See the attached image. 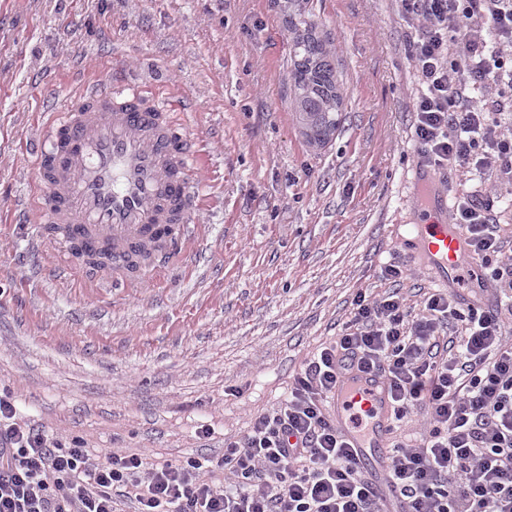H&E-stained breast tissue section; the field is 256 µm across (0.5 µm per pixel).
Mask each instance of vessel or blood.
I'll use <instances>...</instances> for the list:
<instances>
[{"label": "vessel or blood", "instance_id": "obj_1", "mask_svg": "<svg viewBox=\"0 0 512 512\" xmlns=\"http://www.w3.org/2000/svg\"><path fill=\"white\" fill-rule=\"evenodd\" d=\"M123 68L117 58L110 73L84 77L50 112L49 143L36 150V217L63 249L60 271L80 263L86 278L127 287L187 253L198 144L171 104L124 79ZM450 201L440 169L417 158L406 203L422 218L405 240L442 289L460 286L469 250ZM329 406L360 466L384 471L396 424L387 380L349 373Z\"/></svg>", "mask_w": 512, "mask_h": 512}]
</instances>
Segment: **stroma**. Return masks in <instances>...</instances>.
Masks as SVG:
<instances>
[{
  "mask_svg": "<svg viewBox=\"0 0 512 512\" xmlns=\"http://www.w3.org/2000/svg\"><path fill=\"white\" fill-rule=\"evenodd\" d=\"M288 0H0V384L48 435L154 461H210L349 326L358 297L430 277L401 243L417 156L414 30L398 0H304L343 93L330 143L295 125ZM125 72L200 141L187 261L138 288L57 269L32 145L82 70ZM404 267L399 284L383 265ZM209 426L211 435L199 434Z\"/></svg>",
  "mask_w": 512,
  "mask_h": 512,
  "instance_id": "1",
  "label": "stroma"
}]
</instances>
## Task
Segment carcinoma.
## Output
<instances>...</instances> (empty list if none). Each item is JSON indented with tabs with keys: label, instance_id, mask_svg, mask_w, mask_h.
<instances>
[{
	"label": "carcinoma",
	"instance_id": "1",
	"mask_svg": "<svg viewBox=\"0 0 512 512\" xmlns=\"http://www.w3.org/2000/svg\"><path fill=\"white\" fill-rule=\"evenodd\" d=\"M291 37V80L296 123L304 137L328 141L339 125L342 97L332 63L314 33L315 24L299 8L289 19Z\"/></svg>",
	"mask_w": 512,
	"mask_h": 512
}]
</instances>
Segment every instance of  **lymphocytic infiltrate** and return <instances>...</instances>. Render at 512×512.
<instances>
[{"instance_id":"obj_1","label":"lymphocytic infiltrate","mask_w":512,"mask_h":512,"mask_svg":"<svg viewBox=\"0 0 512 512\" xmlns=\"http://www.w3.org/2000/svg\"><path fill=\"white\" fill-rule=\"evenodd\" d=\"M414 29L420 89L414 137L438 168L475 172L452 215L469 258L512 293V258L499 259L496 199L512 182V0H400ZM455 293L431 294L412 313L398 291L358 298L351 325L309 358L275 408L224 442L232 482L200 476L201 461L155 463L144 454L92 457L84 443L48 437L0 393V512H385L376 482L344 447L327 401L346 371L390 380L396 418L426 409L420 443H396L387 482L403 512H512V345L501 313ZM462 334L442 349L449 324Z\"/></svg>"}]
</instances>
